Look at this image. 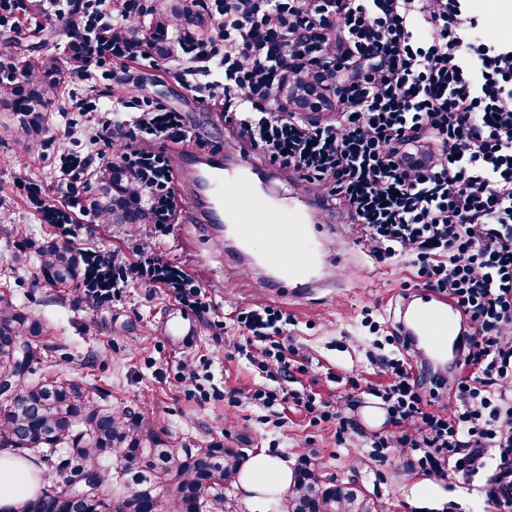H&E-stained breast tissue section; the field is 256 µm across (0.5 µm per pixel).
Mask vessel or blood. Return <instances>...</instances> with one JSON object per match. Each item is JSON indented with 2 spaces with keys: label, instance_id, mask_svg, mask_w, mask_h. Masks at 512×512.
Wrapping results in <instances>:
<instances>
[{
  "label": "vessel or blood",
  "instance_id": "vessel-or-blood-1",
  "mask_svg": "<svg viewBox=\"0 0 512 512\" xmlns=\"http://www.w3.org/2000/svg\"><path fill=\"white\" fill-rule=\"evenodd\" d=\"M187 179L185 203L205 224L233 223L235 234L225 246L238 257H245V246L251 235L240 225L236 211L225 208L224 190L244 188L255 214H269L268 202L257 191V184L272 185L278 175L259 158L237 149L226 150L221 156L190 155L186 158ZM288 201L283 215L268 225V233L279 241H293L296 252H271L267 262L276 272L277 287L290 289L298 297H311L316 291L343 283L351 288L362 285L360 273L323 275L327 266H338L350 256L345 245L343 225L345 213L340 204L332 202L315 184L289 179ZM392 319L395 331L406 343L407 350L421 369L436 370L438 376L456 378L458 361L465 336L469 331L465 316L448 296L417 288L395 302Z\"/></svg>",
  "mask_w": 512,
  "mask_h": 512
}]
</instances>
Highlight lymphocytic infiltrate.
Masks as SVG:
<instances>
[{
	"label": "lymphocytic infiltrate",
	"mask_w": 512,
	"mask_h": 512,
	"mask_svg": "<svg viewBox=\"0 0 512 512\" xmlns=\"http://www.w3.org/2000/svg\"><path fill=\"white\" fill-rule=\"evenodd\" d=\"M217 27L183 35L199 88L222 94L239 139L289 175L342 204L376 262L406 260L417 286L448 293L468 317L452 398L438 404L409 357H382L380 395L394 431L372 447L411 453L439 480L483 476L478 490L512 512V44L478 42L466 0H191ZM86 24L111 46L85 44L86 78L141 56L130 30L143 0H81ZM220 69L223 80L212 79ZM112 156L136 165L121 132L174 140L181 119L146 98L118 101ZM281 312L239 321L258 343L261 371L287 372ZM265 407L294 403L312 422L359 432L341 408L279 386L253 390Z\"/></svg>",
	"instance_id": "f902f5d3"
}]
</instances>
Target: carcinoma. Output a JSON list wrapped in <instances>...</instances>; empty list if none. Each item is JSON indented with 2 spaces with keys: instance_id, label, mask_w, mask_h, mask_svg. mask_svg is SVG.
<instances>
[{
  "instance_id": "carcinoma-1",
  "label": "carcinoma",
  "mask_w": 512,
  "mask_h": 512,
  "mask_svg": "<svg viewBox=\"0 0 512 512\" xmlns=\"http://www.w3.org/2000/svg\"><path fill=\"white\" fill-rule=\"evenodd\" d=\"M189 32L200 23L189 8L155 13L145 33L131 37L159 56L169 50L172 22ZM84 35L70 36L67 51L46 46L35 61L24 62L0 80V104L8 107L30 135L46 131L45 111L61 96L68 72L78 68L79 47ZM83 166L75 157L64 160L63 170L74 175L68 202L46 209L49 223L58 227L72 223L80 210L107 224H144L152 204V187L164 177L158 162L145 156L139 170L112 159L100 162L94 183L77 177ZM34 250L35 284L51 288L82 289L98 275L92 253L79 247L71 235L62 233L38 244L22 242L13 256L18 266L30 262ZM22 343L36 351L51 352L54 341L47 326L23 308L0 303V372L16 373L13 351ZM93 388L76 379H43L19 382V398L0 405V451L39 449L26 460L37 467L38 480L54 469L53 455L65 451L93 472L92 493L80 498L68 487L45 484L34 497L20 501L12 512H111L112 503L122 512H201L204 505H224V486L235 482L244 455L220 441L196 450H179L155 428L141 411L120 412L101 404ZM288 512H379V504L359 489L342 484L327 485L315 464L297 468Z\"/></svg>"
}]
</instances>
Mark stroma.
I'll list each match as a JSON object with an SVG mask.
<instances>
[{"label": "stroma", "mask_w": 512, "mask_h": 512, "mask_svg": "<svg viewBox=\"0 0 512 512\" xmlns=\"http://www.w3.org/2000/svg\"><path fill=\"white\" fill-rule=\"evenodd\" d=\"M23 3L0 26V64L38 57L45 41H68L74 15L52 9L50 0ZM35 7L41 12L36 23L29 19ZM121 97H147L182 117L185 141L137 137L138 150L220 155L234 138L220 102L201 101L175 57L151 54L115 65L93 87L81 75L69 76L64 104H52L47 112L49 148L44 152H31L30 137L11 126L9 110L0 106V212L6 215L0 222V300L48 324L56 342L53 352L32 363L29 380L54 374L82 379L105 394L113 409L143 411L179 447L221 441L245 456L263 451L292 466L314 458L323 475L363 485L383 512H444L438 501L416 498L413 488L423 476L408 466L405 454L397 451L383 460L369 440L353 433L337 440L335 424L310 425L296 405L266 408L246 399V392L269 386L270 380L250 353L237 348L246 336L238 314L270 306L288 315L279 340L295 351L299 363L298 370L280 377L281 386L333 404L347 396L352 375L360 376L363 387L383 388L387 378L378 360L394 352L385 342L392 333L385 296L414 285L408 264L365 261L363 286L334 302L306 304L285 288L267 289L259 298L255 292L264 283L266 266L234 272L224 255V225L198 223L180 202L167 224H97L81 216L74 227L77 243L113 257L126 270L110 299L93 302L73 290L37 288L31 270L8 272L18 245L16 228L35 240L57 232L32 200L29 185L40 187L46 205L64 206V156L111 157V134L102 123ZM92 137L97 140L93 146L88 143ZM147 258L181 270L207 299V308L187 310L199 328L188 347L172 346L159 332L166 312L185 308L173 289L139 274ZM185 364L195 366L196 383L181 380Z\"/></svg>", "instance_id": "stroma-1"}]
</instances>
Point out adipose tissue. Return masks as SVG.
Instances as JSON below:
<instances>
[{
	"mask_svg": "<svg viewBox=\"0 0 512 512\" xmlns=\"http://www.w3.org/2000/svg\"><path fill=\"white\" fill-rule=\"evenodd\" d=\"M236 485L254 512H266L272 502L292 488L293 473L285 459L259 452L247 459ZM35 493L36 484L26 462L11 452L0 453V507L7 512Z\"/></svg>",
	"mask_w": 512,
	"mask_h": 512,
	"instance_id": "adipose-tissue-1",
	"label": "adipose tissue"
}]
</instances>
